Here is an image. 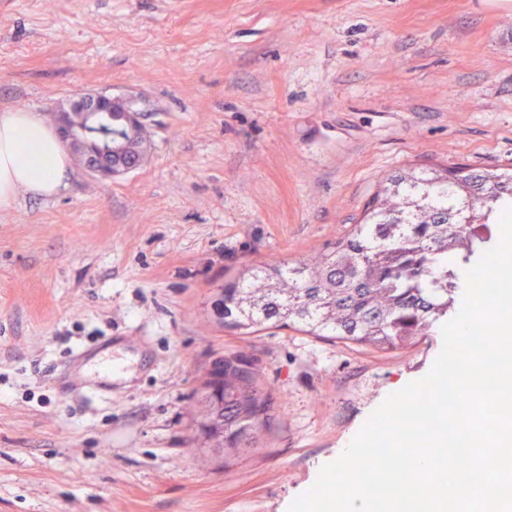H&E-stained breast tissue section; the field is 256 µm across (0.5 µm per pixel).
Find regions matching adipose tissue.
Instances as JSON below:
<instances>
[{
  "mask_svg": "<svg viewBox=\"0 0 512 512\" xmlns=\"http://www.w3.org/2000/svg\"><path fill=\"white\" fill-rule=\"evenodd\" d=\"M68 167L57 134L39 113L0 112V207L23 195L58 194Z\"/></svg>",
  "mask_w": 512,
  "mask_h": 512,
  "instance_id": "1",
  "label": "adipose tissue"
}]
</instances>
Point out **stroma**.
Masks as SVG:
<instances>
[{
    "mask_svg": "<svg viewBox=\"0 0 512 512\" xmlns=\"http://www.w3.org/2000/svg\"><path fill=\"white\" fill-rule=\"evenodd\" d=\"M106 90L145 162L0 208V512H288L440 326L375 352L213 302L248 261L316 256L394 171L512 164V7L495 0H0V110ZM108 351L105 377L71 362ZM272 389L257 447H197L216 352ZM96 389L101 397L86 402Z\"/></svg>",
    "mask_w": 512,
    "mask_h": 512,
    "instance_id": "stroma-1",
    "label": "stroma"
}]
</instances>
